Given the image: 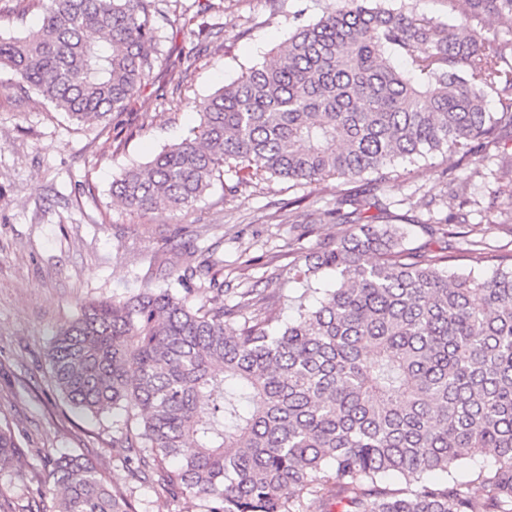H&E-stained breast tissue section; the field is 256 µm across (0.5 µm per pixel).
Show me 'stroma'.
<instances>
[{
	"label": "stroma",
	"instance_id": "stroma-1",
	"mask_svg": "<svg viewBox=\"0 0 512 512\" xmlns=\"http://www.w3.org/2000/svg\"><path fill=\"white\" fill-rule=\"evenodd\" d=\"M193 0H160L161 61L151 84L126 109L81 127L0 70V414L13 425L20 455L0 474V512H55L48 492L52 462L81 454L137 512H202L198 499L175 497L156 483L135 480L128 449L112 445V420L95 421L70 407L48 380L46 351L55 331L93 298L122 299L145 284L212 258L224 303L252 289L281 318L293 313L301 286L291 270L305 255L349 232L346 224L303 227L301 212L335 208L347 187L330 179L299 186L283 179L238 183L224 175L199 201L181 210L128 212L112 198L124 168L149 161L200 124L194 108L264 60L295 26L318 19L324 0H217L199 44L184 40ZM408 10L435 22L463 24L494 47L512 44V30L493 16L461 20L449 0H405ZM372 216L402 226L411 247L466 251L467 239L486 252L512 254V224L501 214L512 202L497 194L512 183V134L479 145L469 165L437 153L417 165L400 163ZM237 184L235 193L226 187ZM456 215L469 237L448 235Z\"/></svg>",
	"mask_w": 512,
	"mask_h": 512
}]
</instances>
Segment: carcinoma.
Returning <instances> with one entry per match:
<instances>
[{
  "instance_id": "cac0c4a2",
  "label": "carcinoma",
  "mask_w": 512,
  "mask_h": 512,
  "mask_svg": "<svg viewBox=\"0 0 512 512\" xmlns=\"http://www.w3.org/2000/svg\"><path fill=\"white\" fill-rule=\"evenodd\" d=\"M31 2L41 23L0 36V69L79 126L124 111L160 62L157 0ZM456 2L463 20L482 11L512 28V0ZM503 58L454 25L329 0L272 60L200 101L193 135L121 171L112 197L131 213L181 209L235 165L303 185L370 175L382 190L399 160L466 157L512 132ZM371 206L348 192L323 213L357 230L296 270L336 280L286 324L247 315L250 291L225 307L205 262L177 276L176 294L146 285L82 304L49 342L51 386L95 419L112 413L134 475L206 512H512V256L487 257L490 275L451 269L454 257L407 247L399 225L370 224ZM18 448L0 416L1 471ZM474 448L494 464L462 480ZM50 477L57 512H136L80 454L58 457Z\"/></svg>"
}]
</instances>
